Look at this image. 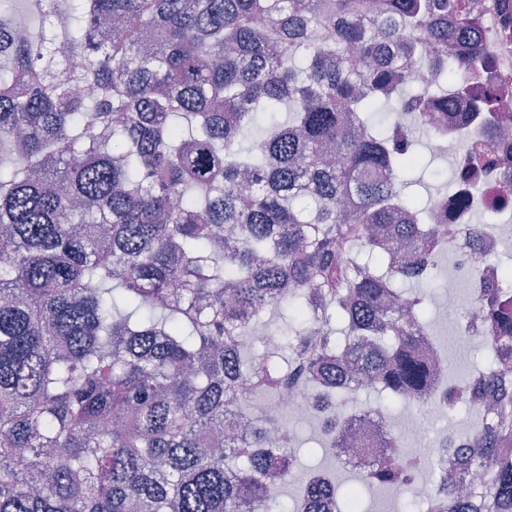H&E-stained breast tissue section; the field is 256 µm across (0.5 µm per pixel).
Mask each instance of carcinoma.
<instances>
[{"label": "carcinoma", "mask_w": 512, "mask_h": 512, "mask_svg": "<svg viewBox=\"0 0 512 512\" xmlns=\"http://www.w3.org/2000/svg\"><path fill=\"white\" fill-rule=\"evenodd\" d=\"M27 23L17 24L18 11ZM471 0H0V512H270L293 392L369 487L439 473L444 512H512V270L476 255L450 378L423 313L457 228L403 190L460 73ZM95 88L91 97L74 91ZM506 90L482 87L478 112ZM397 100L377 130L364 114ZM512 161L487 133L477 164ZM291 302L284 342L243 344ZM447 386L472 426L440 464L373 446L350 396ZM324 473L297 512H326Z\"/></svg>", "instance_id": "obj_1"}]
</instances>
